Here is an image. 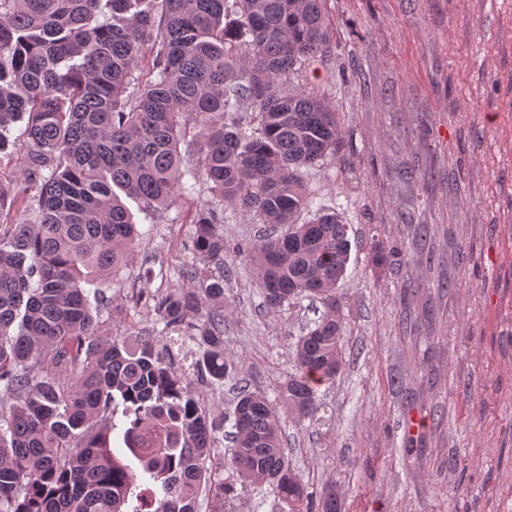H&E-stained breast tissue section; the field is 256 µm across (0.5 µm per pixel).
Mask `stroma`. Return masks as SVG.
Here are the masks:
<instances>
[{"label": "stroma", "instance_id": "1", "mask_svg": "<svg viewBox=\"0 0 512 512\" xmlns=\"http://www.w3.org/2000/svg\"><path fill=\"white\" fill-rule=\"evenodd\" d=\"M330 41L291 87L324 99L340 139L307 177L349 224L335 288L343 365L315 418L281 414L282 442L312 497L335 482L342 512H512V0H324ZM206 185L151 211L129 262L90 302L104 339L136 340L155 315L132 289L178 285L176 245ZM224 209L230 242L273 233ZM403 259L376 269V245ZM224 354L238 371L192 384L213 414L239 386L275 397L320 299L267 307L252 269L224 285ZM411 414L423 429L408 434Z\"/></svg>", "mask_w": 512, "mask_h": 512}]
</instances>
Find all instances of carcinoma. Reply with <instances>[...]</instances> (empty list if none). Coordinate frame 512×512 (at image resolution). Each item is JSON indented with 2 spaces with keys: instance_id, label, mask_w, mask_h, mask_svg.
Here are the masks:
<instances>
[{
  "instance_id": "carcinoma-1",
  "label": "carcinoma",
  "mask_w": 512,
  "mask_h": 512,
  "mask_svg": "<svg viewBox=\"0 0 512 512\" xmlns=\"http://www.w3.org/2000/svg\"><path fill=\"white\" fill-rule=\"evenodd\" d=\"M328 41L322 0H0V151L26 120V176L12 196L28 215L0 224V512H197L204 489L211 512H224L236 484L255 480L282 512L340 508L332 483L311 500L279 434V409L313 416L315 384L343 363L334 290L348 225L323 208L296 222L315 205L307 173L336 150V113L288 88L296 64ZM243 112L255 114L256 134L243 135ZM188 179L211 193L193 217L191 248L217 273L180 263L178 289L148 298L163 328L132 347L104 342L90 287L140 238L114 189L155 209ZM226 203L280 232L230 245ZM230 252L256 268L268 306L309 295L326 310L299 337L277 399L239 392L226 459L213 453L226 417L193 396L172 345L212 387L237 370L224 356ZM398 254L380 245L372 261L383 268ZM204 301L214 308L200 320Z\"/></svg>"
}]
</instances>
